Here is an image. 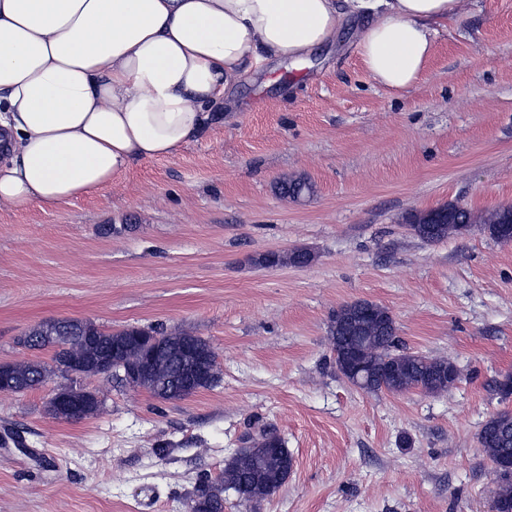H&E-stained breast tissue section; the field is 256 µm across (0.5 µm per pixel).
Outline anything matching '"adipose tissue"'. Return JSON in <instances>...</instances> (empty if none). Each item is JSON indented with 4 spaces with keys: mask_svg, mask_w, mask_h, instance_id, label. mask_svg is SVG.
Segmentation results:
<instances>
[{
    "mask_svg": "<svg viewBox=\"0 0 512 512\" xmlns=\"http://www.w3.org/2000/svg\"><path fill=\"white\" fill-rule=\"evenodd\" d=\"M468 0H0V208L55 206L217 118L237 78L301 62L346 23L367 75L426 73Z\"/></svg>",
    "mask_w": 512,
    "mask_h": 512,
    "instance_id": "1",
    "label": "adipose tissue"
}]
</instances>
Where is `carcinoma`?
Instances as JSON below:
<instances>
[{"label":"carcinoma","mask_w":512,"mask_h":512,"mask_svg":"<svg viewBox=\"0 0 512 512\" xmlns=\"http://www.w3.org/2000/svg\"><path fill=\"white\" fill-rule=\"evenodd\" d=\"M279 193L284 197L297 198L313 191L312 184L305 178L286 180L278 186ZM455 213L451 222L445 224L431 241H441L458 234L459 224H482L491 237H496V218L498 209L489 210L477 215L465 205H454ZM312 255L306 251H295L286 255L262 254L257 262L265 266L282 264H309ZM343 315L336 313L330 320V336H332L335 354L336 371L343 373L340 337L346 335L342 331ZM159 331L157 327L109 331L101 328L90 320L69 319L63 326V336H88L98 338V351L107 354L112 350V341L117 336H128L132 332L150 334ZM364 355L367 365L360 381L365 383L366 391H389L403 393L419 390L428 395L442 394L450 387L457 377L453 363L445 359L431 358L422 354L406 351L403 342L396 335L394 323L373 329L363 340ZM25 379L14 385L0 384V391L22 392L32 389L47 379L49 369L40 362H24L18 366ZM187 364L177 355H172L167 362V373L147 386V391L155 398L162 400L181 399L186 393L180 387V380L187 372ZM477 441L486 459L491 463L494 476L491 512H512V411L501 410L491 415L482 425L477 434ZM255 452L251 454L237 453L232 460L224 465V472L216 481L199 484L189 498V512H224V488L234 490L243 501L258 502L281 485L282 481L268 471L277 465L274 460L264 456L268 448L276 449L279 460L292 465L293 457L281 439H270V432L263 429L254 440Z\"/></svg>","instance_id":"carcinoma-1"}]
</instances>
